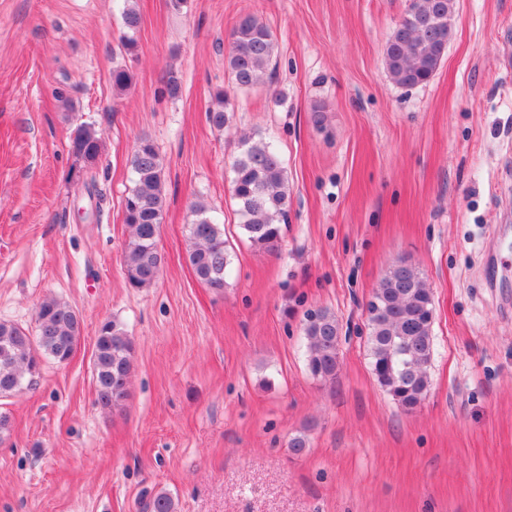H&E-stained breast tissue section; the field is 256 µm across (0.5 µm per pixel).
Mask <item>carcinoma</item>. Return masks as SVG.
Masks as SVG:
<instances>
[{
    "label": "carcinoma",
    "mask_w": 512,
    "mask_h": 512,
    "mask_svg": "<svg viewBox=\"0 0 512 512\" xmlns=\"http://www.w3.org/2000/svg\"><path fill=\"white\" fill-rule=\"evenodd\" d=\"M454 15L453 0H413L385 45V64L390 79L412 88L431 80L448 47V17ZM123 47H135L134 34L140 17L132 0L122 12ZM275 51L269 27L252 15L239 19L230 35L226 68L233 87L249 89L260 83ZM234 111L228 91L214 95L207 110L209 123L221 131ZM71 151L94 163L100 154L95 130L78 127ZM134 186L123 204L129 229L123 252L126 279L134 288H147L159 278L162 255L160 227L165 207V181L160 155L147 138L136 144L130 159ZM233 196L241 218L240 228L251 245L264 252L274 250L281 237V221L291 202L282 159L271 142L260 137L241 138L233 161ZM209 206L192 204L187 225V260L196 278L210 288H224L231 255L224 230L209 216ZM35 337L18 325L0 322V397H9L20 387L31 386L39 372L41 356L61 363L70 357L82 335L80 315L56 299L43 302L36 313ZM433 299L419 270L393 264L376 285L367 305L368 352L372 372L405 411L419 407L430 390L428 367L433 355ZM307 340L306 365L312 377L331 382L339 370L340 327L327 309L304 315ZM133 362V343L115 322H106L95 337L93 379L96 401L104 409L119 406L128 396Z\"/></svg>",
    "instance_id": "1"
}]
</instances>
